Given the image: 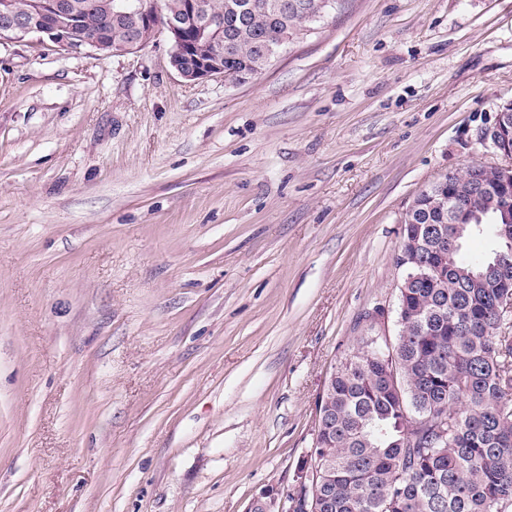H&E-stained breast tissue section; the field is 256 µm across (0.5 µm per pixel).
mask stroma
Instances as JSON below:
<instances>
[{
	"label": "stroma",
	"instance_id": "stroma-1",
	"mask_svg": "<svg viewBox=\"0 0 512 512\" xmlns=\"http://www.w3.org/2000/svg\"><path fill=\"white\" fill-rule=\"evenodd\" d=\"M0 45V512L292 487L400 219L512 102V0H339L242 82Z\"/></svg>",
	"mask_w": 512,
	"mask_h": 512
}]
</instances>
